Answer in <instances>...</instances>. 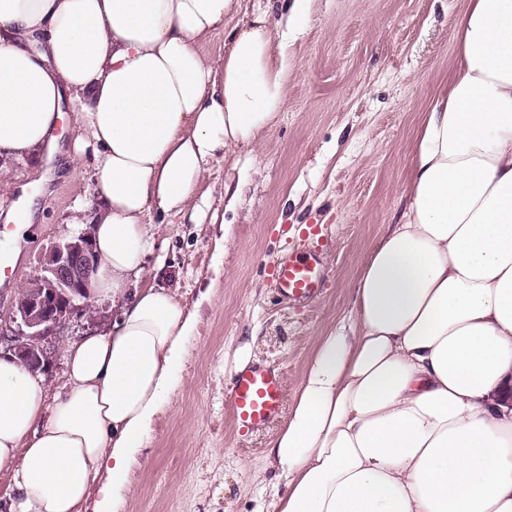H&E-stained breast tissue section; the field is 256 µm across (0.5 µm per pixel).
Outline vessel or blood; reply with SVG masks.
I'll return each mask as SVG.
<instances>
[{
	"label": "vessel or blood",
	"mask_w": 512,
	"mask_h": 512,
	"mask_svg": "<svg viewBox=\"0 0 512 512\" xmlns=\"http://www.w3.org/2000/svg\"><path fill=\"white\" fill-rule=\"evenodd\" d=\"M280 294L293 302L319 297L323 290V269L316 257L288 254L273 267ZM284 385L279 371L272 367L254 368L237 374L230 389V400L238 430H257L280 412Z\"/></svg>",
	"instance_id": "b4317fda"
}]
</instances>
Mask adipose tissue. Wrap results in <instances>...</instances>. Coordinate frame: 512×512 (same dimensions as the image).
<instances>
[{
  "label": "adipose tissue",
  "mask_w": 512,
  "mask_h": 512,
  "mask_svg": "<svg viewBox=\"0 0 512 512\" xmlns=\"http://www.w3.org/2000/svg\"><path fill=\"white\" fill-rule=\"evenodd\" d=\"M0 0V159L93 162L95 295L111 325L64 348L65 382L0 358L7 512H120L195 318L147 285L152 209L191 212L207 161L288 105L274 46L306 0ZM229 26L220 61L202 47ZM419 124L406 204L366 253L352 314L318 337L269 463L272 512H512V0H468ZM106 482H99V475Z\"/></svg>",
  "instance_id": "ef3b65f1"
}]
</instances>
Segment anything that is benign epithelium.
Returning a JSON list of instances; mask_svg holds the SVG:
<instances>
[{
    "instance_id": "1",
    "label": "benign epithelium",
    "mask_w": 512,
    "mask_h": 512,
    "mask_svg": "<svg viewBox=\"0 0 512 512\" xmlns=\"http://www.w3.org/2000/svg\"><path fill=\"white\" fill-rule=\"evenodd\" d=\"M87 224L72 235L51 243L42 252L37 274L14 296L8 313L11 351L33 373L49 366L45 348L72 315L89 319L97 315L93 278L98 257Z\"/></svg>"
}]
</instances>
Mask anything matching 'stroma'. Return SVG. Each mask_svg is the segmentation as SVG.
<instances>
[{
  "mask_svg": "<svg viewBox=\"0 0 512 512\" xmlns=\"http://www.w3.org/2000/svg\"><path fill=\"white\" fill-rule=\"evenodd\" d=\"M465 3L309 0L305 28L284 47L287 110L259 145L209 160L194 191L198 221L145 216L157 239L146 260L159 270L150 283L173 293L197 325L185 344L175 406L153 422L121 512H271L272 482L251 474L267 465L316 337L348 316L360 264L402 208L419 117L448 76L454 20ZM45 169L41 155L0 166V225L17 224L23 194L40 200L28 233L0 239L15 263L0 282V325L45 247L99 206L91 163L49 177ZM216 215L223 224L213 223ZM320 224L323 292L308 305L288 303L273 263L305 252L302 226ZM95 305L96 319L74 317L53 339L49 390L63 382V346L111 324V301ZM244 359L277 368L285 394L274 421L241 435L230 388Z\"/></svg>",
  "mask_w": 512,
  "mask_h": 512,
  "instance_id": "obj_1",
  "label": "stroma"
}]
</instances>
